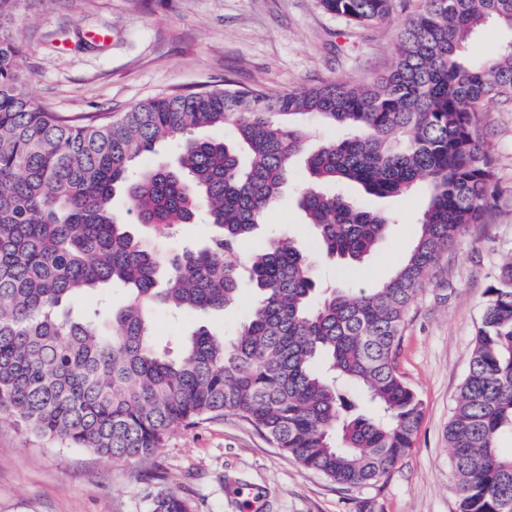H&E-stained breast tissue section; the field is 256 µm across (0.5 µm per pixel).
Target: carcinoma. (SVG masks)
<instances>
[{
	"instance_id": "carcinoma-1",
	"label": "carcinoma",
	"mask_w": 512,
	"mask_h": 512,
	"mask_svg": "<svg viewBox=\"0 0 512 512\" xmlns=\"http://www.w3.org/2000/svg\"><path fill=\"white\" fill-rule=\"evenodd\" d=\"M26 0H0V419L21 431L137 467L177 429L230 414L308 471L346 488L386 478L413 445L423 403L398 369L418 293L500 190L481 115L512 98V40L472 59L489 22L512 35V0H423L396 61L365 83L336 80L283 93L227 84L165 94L102 122L48 111L29 94L11 24ZM350 24L381 21L393 0H320ZM344 131L305 161L300 207L315 251L336 264L368 255L393 218L322 191L356 183L393 197L425 184L417 243L390 278L316 293L308 256L272 238L243 265L223 256L260 230L293 158L304 118ZM229 127V141L196 130ZM177 162L135 170L162 145ZM126 196L160 234L199 215L206 244L165 254L113 207ZM256 303L230 338L201 324L176 355L155 342L161 311L204 315ZM126 302L80 300L114 285ZM357 387L369 410L345 399ZM512 260L487 290L481 326L446 428L457 512H512ZM148 512H190L176 491Z\"/></svg>"
}]
</instances>
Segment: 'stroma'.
<instances>
[{
  "instance_id": "35a3bbf8",
  "label": "stroma",
  "mask_w": 512,
  "mask_h": 512,
  "mask_svg": "<svg viewBox=\"0 0 512 512\" xmlns=\"http://www.w3.org/2000/svg\"><path fill=\"white\" fill-rule=\"evenodd\" d=\"M421 0H395L391 15L349 25L318 0H28L15 30L24 46L30 93L65 117L84 121L125 111L167 93L232 81L271 93L337 79L367 82L394 62L400 34ZM486 148L502 197L491 223L470 229L425 284L406 327L399 371L424 412L408 455L372 487L340 488L283 455L235 416L175 431L138 467L26 437L0 422V512H147L149 488L185 495L192 512H245L237 486L252 488L260 512H456L446 427L480 325L486 291L512 258V100L482 116ZM302 162L266 215L262 238L225 262L243 261L263 238L309 249L314 237L298 205ZM344 195L399 222L362 263L335 267L312 256L316 281L338 287L379 283L414 247L427 205L423 185L394 198L347 187Z\"/></svg>"
}]
</instances>
